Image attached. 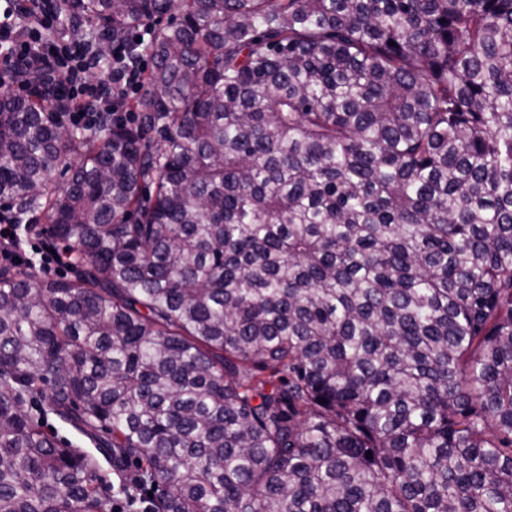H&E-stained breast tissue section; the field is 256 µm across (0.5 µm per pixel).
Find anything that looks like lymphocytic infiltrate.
I'll list each match as a JSON object with an SVG mask.
<instances>
[{
  "instance_id": "f902f5d3",
  "label": "lymphocytic infiltrate",
  "mask_w": 512,
  "mask_h": 512,
  "mask_svg": "<svg viewBox=\"0 0 512 512\" xmlns=\"http://www.w3.org/2000/svg\"><path fill=\"white\" fill-rule=\"evenodd\" d=\"M0 91L16 92L15 76L38 71L61 86L65 116L75 127L93 126L112 116L114 98L133 99L141 87L145 60L125 66H101L86 45L65 29L48 0H18L12 21L0 20Z\"/></svg>"
}]
</instances>
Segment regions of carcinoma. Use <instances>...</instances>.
Returning <instances> with one entry per match:
<instances>
[{
    "instance_id": "obj_1",
    "label": "carcinoma",
    "mask_w": 512,
    "mask_h": 512,
    "mask_svg": "<svg viewBox=\"0 0 512 512\" xmlns=\"http://www.w3.org/2000/svg\"><path fill=\"white\" fill-rule=\"evenodd\" d=\"M59 7L150 66L131 123L0 95L75 273L0 268V512H112L29 402L144 512H512V0ZM45 423V429L53 434L56 440L65 441L71 443L74 448H82L89 453H94L97 456L98 463L101 469V473L106 478L105 486L108 488L107 494L112 496V484L114 486V496L116 498H123V495H118L116 493L118 489V485L120 482V477L117 476L111 469L109 463L100 455H98L95 451V447L93 442H91L87 437L73 428L71 425L61 421L53 414H47L43 417Z\"/></svg>"
}]
</instances>
